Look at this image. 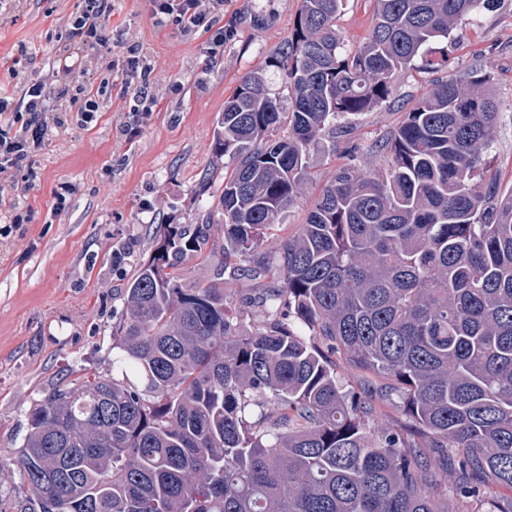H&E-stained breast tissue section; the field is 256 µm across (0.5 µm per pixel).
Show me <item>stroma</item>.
<instances>
[{
    "instance_id": "obj_1",
    "label": "stroma",
    "mask_w": 512,
    "mask_h": 512,
    "mask_svg": "<svg viewBox=\"0 0 512 512\" xmlns=\"http://www.w3.org/2000/svg\"><path fill=\"white\" fill-rule=\"evenodd\" d=\"M77 5L0 0V60L22 45L35 58L13 74L0 67V88L16 94L47 74L52 58L70 45L65 20ZM299 8L300 0H224V22L233 34L223 57L213 59L204 38L157 26L148 0H114L107 25L123 40L91 53L84 80L97 86L114 79L110 62L123 55V42H135L151 61L160 100L131 143L122 127L133 114L117 99L104 103L91 125L53 129L36 156L38 179L27 193L35 220L0 236V512H16L29 494L15 457L31 405L79 369L111 376L113 317L134 269L151 255L155 226L193 224L200 211L210 210L214 248L222 250L219 199L232 163L212 152L216 122L242 76L279 52ZM375 8V0H349L337 19L346 47L364 38ZM429 55L447 59L451 74L474 65L489 71L503 109L486 167L503 191L512 190V0H496L476 19L459 21L452 39L431 43ZM433 79L410 66L390 99L353 117L348 136L315 149L313 190L342 166L377 168L381 159L371 147L400 125ZM174 83L179 91L172 94ZM62 182L75 193L68 211L57 214L52 191Z\"/></svg>"
}]
</instances>
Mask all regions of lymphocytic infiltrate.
<instances>
[{
	"mask_svg": "<svg viewBox=\"0 0 512 512\" xmlns=\"http://www.w3.org/2000/svg\"><path fill=\"white\" fill-rule=\"evenodd\" d=\"M150 6L157 24L206 37L209 55H223L224 0H150ZM111 11L112 0H80L70 18V47L54 60L48 78L26 83L17 102L0 93V183L19 194H26L35 181L34 157L52 128L64 127L73 116L84 124L93 122L103 101L116 91L156 104L153 70L146 56L132 46L122 61L120 89L107 82L94 89L82 81L86 48L109 41L104 21ZM51 84L58 89L61 108L50 106L47 87Z\"/></svg>",
	"mask_w": 512,
	"mask_h": 512,
	"instance_id": "lymphocytic-infiltrate-1",
	"label": "lymphocytic infiltrate"
}]
</instances>
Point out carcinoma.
<instances>
[{
    "label": "carcinoma",
    "instance_id": "cac0c4a2",
    "mask_svg": "<svg viewBox=\"0 0 512 512\" xmlns=\"http://www.w3.org/2000/svg\"><path fill=\"white\" fill-rule=\"evenodd\" d=\"M346 2L301 0L270 62L288 105L265 67L224 103L219 267L183 281L186 259L211 262V211L157 226L112 326V376L29 410L18 512H512V192L484 175L489 74L436 79L375 149L385 167H342L295 232L264 233L306 196L336 122L387 101L415 59L433 68L427 46L493 0H376L353 49ZM344 364L383 381L378 399ZM390 395L408 422L379 427Z\"/></svg>",
    "mask_w": 512,
    "mask_h": 512
}]
</instances>
